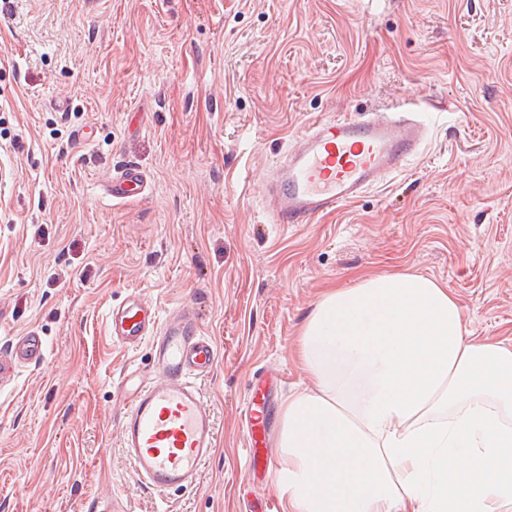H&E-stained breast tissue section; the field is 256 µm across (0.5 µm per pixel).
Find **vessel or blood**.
I'll return each instance as SVG.
<instances>
[{
	"label": "vessel or blood",
	"instance_id": "obj_1",
	"mask_svg": "<svg viewBox=\"0 0 512 512\" xmlns=\"http://www.w3.org/2000/svg\"><path fill=\"white\" fill-rule=\"evenodd\" d=\"M428 123L399 108L365 118L319 119L301 134L265 185L269 217L276 224H306L354 201L405 167L427 139ZM146 188L141 171L123 169L105 193L123 202ZM107 330L113 340L135 347L149 341L148 370L131 366L118 384L124 393L120 446L139 482L160 494L196 486L217 439L213 410L198 385L218 361L215 342L203 331L193 304L160 314L140 295L112 306ZM43 357L37 332L19 339L9 356L0 355V386L10 382L19 360ZM248 446L259 453L267 413L254 407Z\"/></svg>",
	"mask_w": 512,
	"mask_h": 512
}]
</instances>
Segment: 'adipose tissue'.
Masks as SVG:
<instances>
[{
	"mask_svg": "<svg viewBox=\"0 0 512 512\" xmlns=\"http://www.w3.org/2000/svg\"><path fill=\"white\" fill-rule=\"evenodd\" d=\"M282 413L285 512H512V344L477 339L436 280L324 291Z\"/></svg>",
	"mask_w": 512,
	"mask_h": 512,
	"instance_id": "ef3b65f1",
	"label": "adipose tissue"
}]
</instances>
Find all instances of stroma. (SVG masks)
<instances>
[{
  "instance_id": "35a3bbf8",
  "label": "stroma",
  "mask_w": 512,
  "mask_h": 512,
  "mask_svg": "<svg viewBox=\"0 0 512 512\" xmlns=\"http://www.w3.org/2000/svg\"><path fill=\"white\" fill-rule=\"evenodd\" d=\"M403 106L418 157L308 224H275L262 187L314 120ZM137 167L142 197L108 181ZM422 274L472 336L512 343V0H0V351L44 356L0 387V512H252L280 500L250 464L245 401L279 415L321 292ZM141 294L203 311L219 360L200 379L217 448L197 486L145 489L116 388L150 346L107 333ZM145 188L146 181L141 171L135 167H127L118 176L112 177L104 191L112 201L124 202L131 197L140 195ZM43 357V342L37 332L31 331L22 336L9 355V359L0 355V386L10 382L15 365L19 359L37 362Z\"/></svg>"
}]
</instances>
